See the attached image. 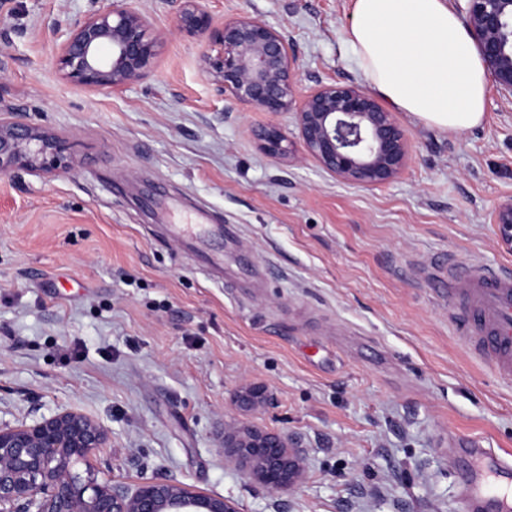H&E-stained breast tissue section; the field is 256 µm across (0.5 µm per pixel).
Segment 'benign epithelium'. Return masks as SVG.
<instances>
[{"mask_svg": "<svg viewBox=\"0 0 512 512\" xmlns=\"http://www.w3.org/2000/svg\"><path fill=\"white\" fill-rule=\"evenodd\" d=\"M130 2L112 0L59 32L56 64L63 80L88 92L119 91L150 74L167 33ZM456 2L487 75L511 102L512 0ZM173 31L205 41L203 69L221 93L261 112L293 109L297 73L288 40L273 27L246 15L219 22L204 0H181ZM295 109L308 155L330 175L369 187L394 180L405 167V130L359 87L321 83ZM254 137L265 155H288L278 125L259 126ZM73 166L56 135L0 119V172L53 174ZM496 223L512 246V197L498 205ZM236 399L257 408L267 390L246 385ZM107 440L100 423L74 409L30 423H0V512H237L232 500L182 484L116 486L100 478L95 458ZM224 456L274 496L294 493L304 479L301 452L285 434L243 423L224 433Z\"/></svg>", "mask_w": 512, "mask_h": 512, "instance_id": "7a95c632", "label": "benign epithelium"}]
</instances>
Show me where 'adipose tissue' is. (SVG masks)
Listing matches in <instances>:
<instances>
[{
  "label": "adipose tissue",
  "instance_id": "1",
  "mask_svg": "<svg viewBox=\"0 0 512 512\" xmlns=\"http://www.w3.org/2000/svg\"><path fill=\"white\" fill-rule=\"evenodd\" d=\"M346 42L392 108L443 132L482 123L486 71L448 0H354Z\"/></svg>",
  "mask_w": 512,
  "mask_h": 512
}]
</instances>
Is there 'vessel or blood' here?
Instances as JSON below:
<instances>
[{
  "instance_id": "vessel-or-blood-1",
  "label": "vessel or blood",
  "mask_w": 512,
  "mask_h": 512,
  "mask_svg": "<svg viewBox=\"0 0 512 512\" xmlns=\"http://www.w3.org/2000/svg\"><path fill=\"white\" fill-rule=\"evenodd\" d=\"M222 230L219 224L172 227L205 268L224 262L223 254L210 248ZM430 273L446 285L449 309L463 310L457 328L470 350L497 374L512 379V272L447 258ZM450 448L464 512H512V459L476 439L455 441Z\"/></svg>"
}]
</instances>
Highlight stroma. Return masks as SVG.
<instances>
[{
	"mask_svg": "<svg viewBox=\"0 0 512 512\" xmlns=\"http://www.w3.org/2000/svg\"><path fill=\"white\" fill-rule=\"evenodd\" d=\"M169 36L154 72L90 93L54 66L56 32L91 0H0V102L75 168L0 173V420L66 408L100 422L101 477L234 500L239 512H463L448 439L512 454V380L473 356L427 277L443 254L512 268L495 222L512 197V103L442 132L396 113L410 141L393 181L357 187L306 154L292 113L219 95L205 45L170 27L176 0H136ZM288 40L297 95L366 87L345 42L354 0H207ZM276 122L289 154L252 131ZM224 227V280L168 230ZM272 400L242 412L243 385ZM292 436L304 483L276 497L224 459L240 422Z\"/></svg>",
	"mask_w": 512,
	"mask_h": 512,
	"instance_id": "stroma-1",
	"label": "stroma"
}]
</instances>
